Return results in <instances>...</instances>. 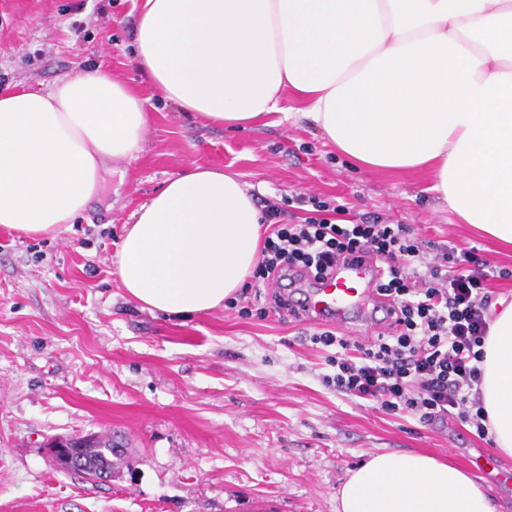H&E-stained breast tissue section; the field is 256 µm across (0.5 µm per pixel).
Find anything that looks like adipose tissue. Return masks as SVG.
I'll return each instance as SVG.
<instances>
[{
	"label": "adipose tissue",
	"instance_id": "1",
	"mask_svg": "<svg viewBox=\"0 0 512 512\" xmlns=\"http://www.w3.org/2000/svg\"><path fill=\"white\" fill-rule=\"evenodd\" d=\"M135 44L139 70L181 111L231 129L308 120L366 168L429 171L464 223L512 246V0H140ZM148 122L140 94L100 69L0 90V225L56 235L108 163L141 151ZM261 219L237 175H175L121 241L128 298L183 317L222 307L258 261ZM497 305L477 389L512 457V301ZM337 512L496 507L454 464L380 453L349 471Z\"/></svg>",
	"mask_w": 512,
	"mask_h": 512
}]
</instances>
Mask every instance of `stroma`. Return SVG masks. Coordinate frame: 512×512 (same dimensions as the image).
I'll return each instance as SVG.
<instances>
[{"label": "stroma", "instance_id": "stroma-1", "mask_svg": "<svg viewBox=\"0 0 512 512\" xmlns=\"http://www.w3.org/2000/svg\"><path fill=\"white\" fill-rule=\"evenodd\" d=\"M138 0H0V87L45 88L102 66L145 99L142 150L53 237L0 226V512H336L349 470L421 452L476 478L512 512V459L454 419L422 425L322 382L313 326L228 307L190 319L127 299L117 252L133 213L192 164L237 174L255 202L316 195L438 245L475 249L512 299L498 251L431 192L425 171H366L306 122L231 130L180 113L137 71ZM112 434L111 481L61 470L47 437Z\"/></svg>", "mask_w": 512, "mask_h": 512}]
</instances>
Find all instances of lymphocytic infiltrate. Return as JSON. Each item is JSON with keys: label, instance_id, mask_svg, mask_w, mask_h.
Listing matches in <instances>:
<instances>
[{"label": "lymphocytic infiltrate", "instance_id": "obj_1", "mask_svg": "<svg viewBox=\"0 0 512 512\" xmlns=\"http://www.w3.org/2000/svg\"><path fill=\"white\" fill-rule=\"evenodd\" d=\"M309 203L312 216L293 224L283 205H265L269 233L252 284H272L296 269L319 281L337 264L374 257L387 266L375 290L390 301L395 319L391 331L364 344L329 329L311 333L312 344L337 349L324 385L427 425L450 417L486 438L485 413L472 395L489 327L485 263L452 246L427 258L408 225L376 216L338 224L331 220L332 203L316 196Z\"/></svg>", "mask_w": 512, "mask_h": 512}]
</instances>
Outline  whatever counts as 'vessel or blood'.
Segmentation results:
<instances>
[{"label": "vessel or blood", "mask_w": 512, "mask_h": 512, "mask_svg": "<svg viewBox=\"0 0 512 512\" xmlns=\"http://www.w3.org/2000/svg\"><path fill=\"white\" fill-rule=\"evenodd\" d=\"M382 272V264L373 260L339 267L334 277L308 288L301 314L312 321L330 318L339 324L367 316L375 282Z\"/></svg>", "instance_id": "b4317fda"}]
</instances>
